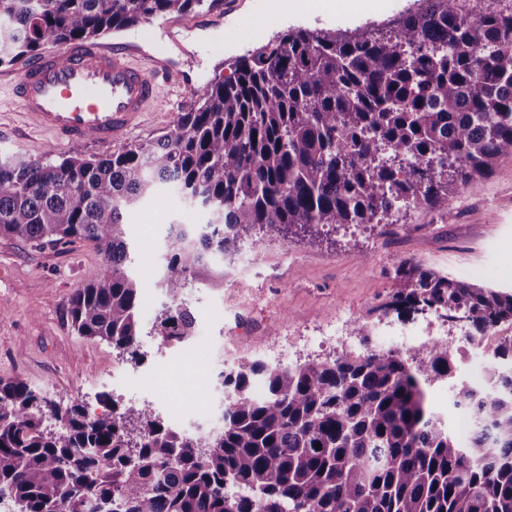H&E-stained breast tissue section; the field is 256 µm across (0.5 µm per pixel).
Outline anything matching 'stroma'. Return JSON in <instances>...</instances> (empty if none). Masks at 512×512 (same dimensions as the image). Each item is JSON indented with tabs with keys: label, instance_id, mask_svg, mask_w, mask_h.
<instances>
[{
	"label": "stroma",
	"instance_id": "stroma-1",
	"mask_svg": "<svg viewBox=\"0 0 512 512\" xmlns=\"http://www.w3.org/2000/svg\"><path fill=\"white\" fill-rule=\"evenodd\" d=\"M253 2L217 0L192 12L194 27L187 32L178 25L179 15L170 14L112 33L108 40L134 41L145 53H164L199 88L276 39ZM414 3L384 0L377 14L336 9L303 17L294 12V0H265V7L283 12L286 31H352L386 24ZM15 70L0 65V155L57 160L113 154L165 134L180 112L176 92L165 86L162 107L145 113L128 139L68 143L38 129L23 113L10 84ZM173 219L198 224L204 216L173 196L163 205L144 202L127 227L132 270L153 299L142 316L146 360L139 366L122 361L108 343L82 339L71 326L69 300L102 263L95 243L36 246L0 237V378H21L60 406L79 403L92 415L105 410L100 394L115 388L123 401L151 403L166 418L182 413L190 420H215L224 407L217 375L241 356L287 365L331 357L358 348V321L373 327L379 350L410 346L424 317L401 319L377 310L395 288L390 269L399 259L512 292V157L500 158L488 176L459 188L444 211L403 209L392 223L328 236L260 232L256 247L225 261L223 287L197 283L187 289L195 333L177 346L151 331L166 301L158 276Z\"/></svg>",
	"mask_w": 512,
	"mask_h": 512
}]
</instances>
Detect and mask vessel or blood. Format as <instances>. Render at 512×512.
Segmentation results:
<instances>
[{
  "label": "vessel or blood",
  "mask_w": 512,
  "mask_h": 512,
  "mask_svg": "<svg viewBox=\"0 0 512 512\" xmlns=\"http://www.w3.org/2000/svg\"><path fill=\"white\" fill-rule=\"evenodd\" d=\"M165 84L182 85L181 73L165 56L144 63L128 44L89 41L42 53L16 76L12 91L22 110L58 138L112 143L126 139L141 116L158 106Z\"/></svg>",
  "instance_id": "vessel-or-blood-1"
}]
</instances>
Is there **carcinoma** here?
Listing matches in <instances>:
<instances>
[{
    "instance_id": "obj_1",
    "label": "carcinoma",
    "mask_w": 512,
    "mask_h": 512,
    "mask_svg": "<svg viewBox=\"0 0 512 512\" xmlns=\"http://www.w3.org/2000/svg\"><path fill=\"white\" fill-rule=\"evenodd\" d=\"M204 0H0V65ZM458 0H425L390 30H289L204 85L199 106L161 137L107 156H0V236L36 245L94 241L101 268L75 290L72 325L143 363L142 285L126 226L166 187L196 200L205 224L169 223L153 331L191 338L184 299L224 278L254 231L318 233L380 224L402 208L446 210L456 187L512 156V13L459 18ZM377 310L433 313L465 336L512 325V293L411 258ZM293 367L242 357L218 374L224 426L178 432L149 403L91 417L0 378V499L13 512H512V337L486 382L457 383L448 344L368 346ZM262 387L260 396L255 385ZM472 418L461 442L427 402L437 385ZM60 422L50 430L45 422ZM321 449H316L315 444Z\"/></svg>"
}]
</instances>
